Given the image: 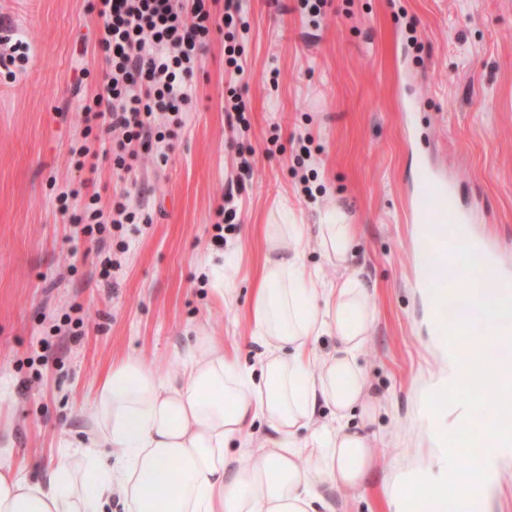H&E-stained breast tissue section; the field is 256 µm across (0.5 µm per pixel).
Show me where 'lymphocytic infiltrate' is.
<instances>
[{"mask_svg":"<svg viewBox=\"0 0 512 512\" xmlns=\"http://www.w3.org/2000/svg\"><path fill=\"white\" fill-rule=\"evenodd\" d=\"M103 23L97 44L107 69L103 87L85 105V121L95 128L102 155L124 170L139 147L162 142L157 115L180 113L192 100L187 80L205 52L212 32L240 21L241 0H224L214 14L209 0H92ZM125 195L102 203L92 194L72 223L84 240L105 246L108 229L135 223Z\"/></svg>","mask_w":512,"mask_h":512,"instance_id":"1","label":"lymphocytic infiltrate"}]
</instances>
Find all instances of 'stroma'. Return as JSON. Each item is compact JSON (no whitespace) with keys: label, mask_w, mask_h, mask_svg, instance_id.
I'll return each mask as SVG.
<instances>
[{"label":"stroma","mask_w":512,"mask_h":512,"mask_svg":"<svg viewBox=\"0 0 512 512\" xmlns=\"http://www.w3.org/2000/svg\"><path fill=\"white\" fill-rule=\"evenodd\" d=\"M243 9V75L230 77L225 38L213 35L182 125L164 116L161 152L126 172L74 153L106 70L89 0H0V19L30 45L25 70L0 77V439L55 467L86 442L114 362L136 356L167 376L202 328L252 363L265 225L280 223L284 205L311 225L335 208L354 226V265L372 286L360 363L374 411L367 420L354 410L351 422L367 426L375 460L364 487L329 499L335 512H400L402 481L440 457L423 399L441 358L408 206L422 170L439 173L512 269V0H330L323 17L296 0ZM232 82L249 120L233 130L221 109ZM229 184L240 222L219 242ZM63 191L76 192L77 209L95 192L105 204L125 194L144 221L102 250L73 246Z\"/></svg>","instance_id":"35a3bbf8"}]
</instances>
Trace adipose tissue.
Listing matches in <instances>:
<instances>
[{"mask_svg":"<svg viewBox=\"0 0 512 512\" xmlns=\"http://www.w3.org/2000/svg\"><path fill=\"white\" fill-rule=\"evenodd\" d=\"M250 311L256 362L227 359L199 332L167 378L140 360L113 364L95 394L92 470L60 463L32 482L33 458L0 448V512H329L327 490L362 487L373 464L371 437L352 428L369 406L358 364L375 314L370 286L351 269V225L325 210L317 234L304 224H270ZM342 272L325 285L302 262L309 239ZM335 337L319 356L315 339ZM331 420L320 418L322 407ZM262 420L267 431L253 438ZM238 442L237 454L227 444Z\"/></svg>","mask_w":512,"mask_h":512,"instance_id":"adipose-tissue-1","label":"adipose tissue"}]
</instances>
